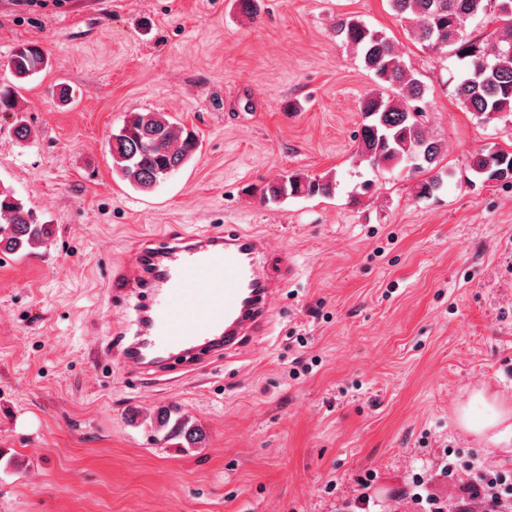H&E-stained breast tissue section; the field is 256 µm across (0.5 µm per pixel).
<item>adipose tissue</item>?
Listing matches in <instances>:
<instances>
[{
  "label": "adipose tissue",
  "instance_id": "ef3b65f1",
  "mask_svg": "<svg viewBox=\"0 0 512 512\" xmlns=\"http://www.w3.org/2000/svg\"><path fill=\"white\" fill-rule=\"evenodd\" d=\"M457 422L465 431L496 445L512 440V406L495 395L477 391L457 411Z\"/></svg>",
  "mask_w": 512,
  "mask_h": 512
}]
</instances>
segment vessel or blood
<instances>
[{"mask_svg":"<svg viewBox=\"0 0 512 512\" xmlns=\"http://www.w3.org/2000/svg\"><path fill=\"white\" fill-rule=\"evenodd\" d=\"M294 274L287 256L270 255L257 232L197 233L177 229L142 241L109 274L113 307L135 302L133 336L110 342L128 372L159 379L194 368L267 335L269 296Z\"/></svg>","mask_w":512,"mask_h":512,"instance_id":"b4317fda","label":"vessel or blood"}]
</instances>
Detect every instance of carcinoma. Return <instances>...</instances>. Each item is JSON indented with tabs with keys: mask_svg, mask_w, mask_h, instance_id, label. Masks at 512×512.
Returning <instances> with one entry per match:
<instances>
[{
	"mask_svg": "<svg viewBox=\"0 0 512 512\" xmlns=\"http://www.w3.org/2000/svg\"><path fill=\"white\" fill-rule=\"evenodd\" d=\"M398 17L417 22L416 39L438 53L448 49L462 63L463 75L454 93L461 105L478 119L490 122L512 116V0H388ZM480 15L503 22L495 38L467 33L466 24ZM334 32L359 55L364 68L373 73L378 89L363 96L360 153L376 168L403 166L409 174L432 172L418 181L417 194L430 197L443 186L444 171L437 169L443 147L429 137L417 108L424 86L406 66L402 51L382 32L369 28L356 17L341 18ZM45 63L36 44L14 49L7 67L18 80L38 73ZM198 149L194 130L172 122L161 112H131L118 132L112 134L113 171L132 187L150 191L191 161ZM470 169L485 182H512V153L477 152ZM333 177H305L290 173L263 187L261 200L277 203L289 197H329ZM50 225L37 222L33 212L0 188V252L16 254L48 243ZM191 444L197 429L186 418L166 411L155 424L157 432L168 425Z\"/></svg>",
	"mask_w": 512,
	"mask_h": 512,
	"instance_id": "cac0c4a2",
	"label": "carcinoma"
}]
</instances>
